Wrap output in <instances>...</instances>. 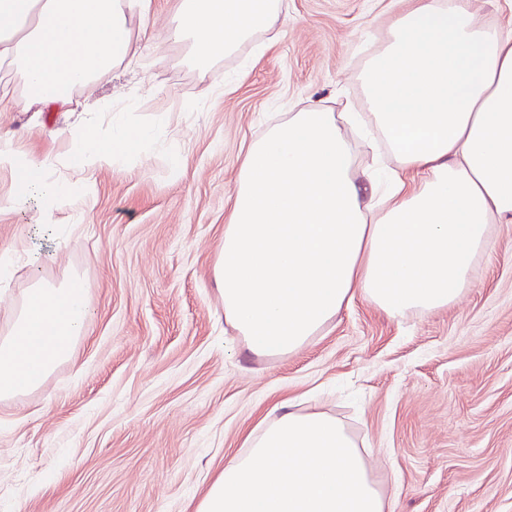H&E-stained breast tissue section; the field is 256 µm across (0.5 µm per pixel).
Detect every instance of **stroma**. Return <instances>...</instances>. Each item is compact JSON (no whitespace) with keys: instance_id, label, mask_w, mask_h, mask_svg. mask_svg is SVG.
Instances as JSON below:
<instances>
[{"instance_id":"1","label":"stroma","mask_w":512,"mask_h":512,"mask_svg":"<svg viewBox=\"0 0 512 512\" xmlns=\"http://www.w3.org/2000/svg\"><path fill=\"white\" fill-rule=\"evenodd\" d=\"M177 0H156L134 63L78 90L70 111H0L28 154H58L104 104L154 138L135 159L71 176L54 209L0 212L1 286L80 279L91 310L72 358L0 400V512H185L291 396L343 420L371 449L391 512H512V224L447 309L402 321L355 300L299 351L249 355L224 321L213 268L246 148L320 100L366 112L363 43L379 48L394 0H284L287 27L206 69L171 41ZM186 172L172 179L168 156Z\"/></svg>"}]
</instances>
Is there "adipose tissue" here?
<instances>
[{"instance_id":"adipose-tissue-1","label":"adipose tissue","mask_w":512,"mask_h":512,"mask_svg":"<svg viewBox=\"0 0 512 512\" xmlns=\"http://www.w3.org/2000/svg\"><path fill=\"white\" fill-rule=\"evenodd\" d=\"M384 45L362 84L370 141L398 164L352 171L335 113L322 102L276 124L244 153L214 277L224 319L261 357L294 353L362 296L392 319L454 304L489 257L492 227L512 224V26H487L471 0H395ZM153 0H0V66L19 96L0 111L71 105L133 53L131 17ZM284 0H178L170 36L206 67L275 23ZM151 130L77 126L65 153L33 157L0 134V170L23 180L0 211L39 198L38 224L57 232L61 168L89 173L140 153ZM82 281L35 279L0 335V399L37 389L71 359L89 314ZM261 419L189 512H389L346 424L294 402Z\"/></svg>"}]
</instances>
